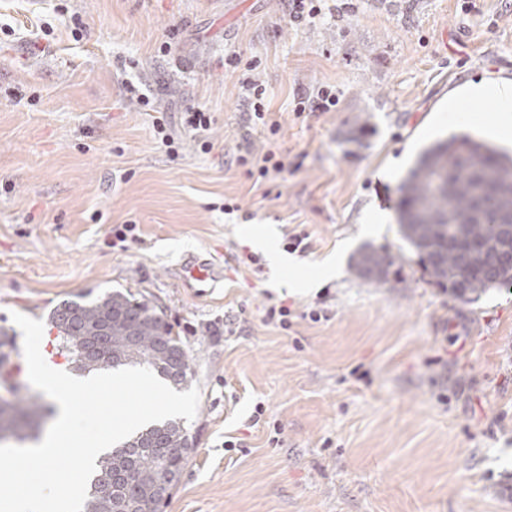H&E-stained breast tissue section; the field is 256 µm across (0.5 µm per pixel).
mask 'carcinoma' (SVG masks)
Listing matches in <instances>:
<instances>
[{
    "label": "carcinoma",
    "mask_w": 512,
    "mask_h": 512,
    "mask_svg": "<svg viewBox=\"0 0 512 512\" xmlns=\"http://www.w3.org/2000/svg\"><path fill=\"white\" fill-rule=\"evenodd\" d=\"M399 224L432 284L465 302L512 286V266L491 261L512 236L500 221L512 216V155L469 135H453L424 151L400 187ZM399 257L361 250L358 278L400 283L390 276ZM58 351L82 372L146 367L178 389L192 379L191 356L163 313L131 291L63 300L50 313ZM54 412L37 395L0 396V443L23 441ZM193 437L167 420L105 453L89 480L83 512H158L178 485Z\"/></svg>",
    "instance_id": "obj_1"
}]
</instances>
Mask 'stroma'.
Masks as SVG:
<instances>
[{
  "instance_id": "stroma-1",
  "label": "stroma",
  "mask_w": 512,
  "mask_h": 512,
  "mask_svg": "<svg viewBox=\"0 0 512 512\" xmlns=\"http://www.w3.org/2000/svg\"><path fill=\"white\" fill-rule=\"evenodd\" d=\"M476 5L358 0L297 29L283 0H0V333L22 343L12 313L43 321L113 289L164 312L200 400L160 512H512V287L454 299L398 224L425 149L500 141L448 109L512 78V6ZM253 59L288 165L262 183L236 162L240 143L268 147L242 130ZM133 86L168 112L177 153ZM321 86L335 110L295 115L296 91ZM192 107L213 116L211 151L179 124ZM130 221L140 242L111 247ZM298 227L310 247L288 267L240 264L251 236L279 248ZM366 245L400 256L402 287L356 277ZM190 255L224 269L207 297L181 285ZM272 298L290 330L264 323Z\"/></svg>"
}]
</instances>
